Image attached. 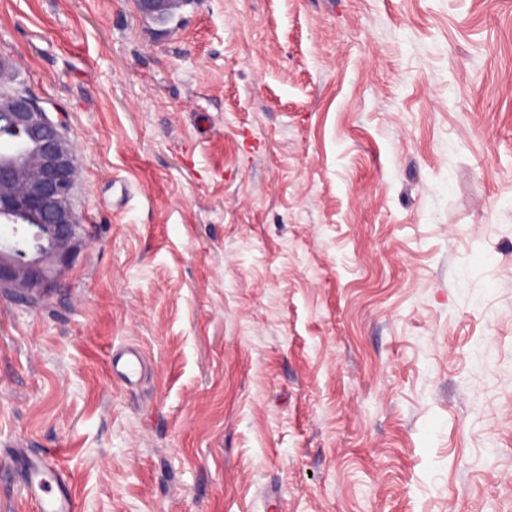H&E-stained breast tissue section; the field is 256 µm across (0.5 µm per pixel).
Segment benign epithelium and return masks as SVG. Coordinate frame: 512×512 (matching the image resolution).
I'll use <instances>...</instances> for the list:
<instances>
[{
    "label": "benign epithelium",
    "mask_w": 512,
    "mask_h": 512,
    "mask_svg": "<svg viewBox=\"0 0 512 512\" xmlns=\"http://www.w3.org/2000/svg\"><path fill=\"white\" fill-rule=\"evenodd\" d=\"M7 131L28 149L0 162V222L13 233L0 239V293L18 305L55 298L74 256L87 245L72 205L77 155L64 121L23 89L5 96Z\"/></svg>",
    "instance_id": "benign-epithelium-1"
}]
</instances>
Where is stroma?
Returning a JSON list of instances; mask_svg holds the SVG:
<instances>
[{"instance_id": "stroma-1", "label": "stroma", "mask_w": 512, "mask_h": 512, "mask_svg": "<svg viewBox=\"0 0 512 512\" xmlns=\"http://www.w3.org/2000/svg\"><path fill=\"white\" fill-rule=\"evenodd\" d=\"M0 59L88 239L0 296V455L78 512H512V0H0ZM143 363L144 353L139 347H125L112 355V375L124 385H135L140 378ZM0 469L20 472L21 486L38 512H76L71 487L52 457L6 456L0 458Z\"/></svg>"}]
</instances>
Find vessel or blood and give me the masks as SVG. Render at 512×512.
I'll return each instance as SVG.
<instances>
[{"mask_svg":"<svg viewBox=\"0 0 512 512\" xmlns=\"http://www.w3.org/2000/svg\"><path fill=\"white\" fill-rule=\"evenodd\" d=\"M144 363L142 350L128 346L112 356V375L127 386L135 385ZM0 469L19 471L21 486L36 505L37 512H76L71 487L57 462L49 456H6Z\"/></svg>","mask_w":512,"mask_h":512,"instance_id":"1","label":"vessel or blood"}]
</instances>
